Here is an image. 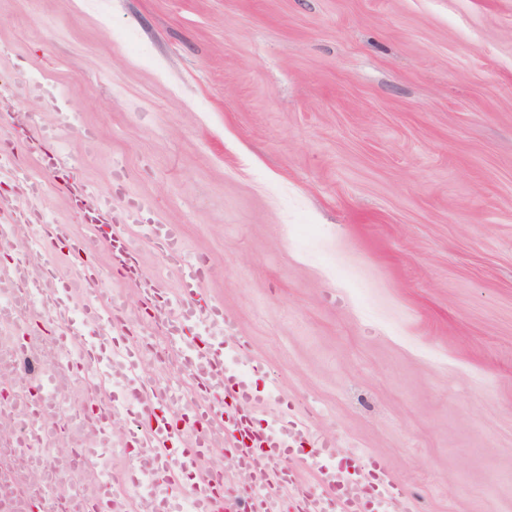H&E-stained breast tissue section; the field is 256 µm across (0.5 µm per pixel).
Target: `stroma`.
<instances>
[{
  "label": "stroma",
  "instance_id": "1",
  "mask_svg": "<svg viewBox=\"0 0 512 512\" xmlns=\"http://www.w3.org/2000/svg\"><path fill=\"white\" fill-rule=\"evenodd\" d=\"M0 146L44 140L63 177H0L105 239L70 192L144 203L112 289L192 380L139 293L181 286L175 226L281 406L364 450L415 512H512V0H0Z\"/></svg>",
  "mask_w": 512,
  "mask_h": 512
}]
</instances>
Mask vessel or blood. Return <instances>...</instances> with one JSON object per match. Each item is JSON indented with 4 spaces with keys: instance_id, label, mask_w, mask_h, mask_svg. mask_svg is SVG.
I'll list each match as a JSON object with an SVG mask.
<instances>
[{
    "instance_id": "b4317fda",
    "label": "vessel or blood",
    "mask_w": 512,
    "mask_h": 512,
    "mask_svg": "<svg viewBox=\"0 0 512 512\" xmlns=\"http://www.w3.org/2000/svg\"><path fill=\"white\" fill-rule=\"evenodd\" d=\"M13 227L34 229L31 245L44 258H51L57 241L66 239L68 229L45 223L38 211H17ZM150 234L165 261L183 270L180 304L163 298L156 286L142 282L141 293L164 335L181 348V360L193 369L195 393L183 405L171 402L170 390L157 387L142 374L140 355L129 342L131 329L120 315L116 300L107 298L100 287L101 276L90 259L89 247L73 242L78 259V281L87 296L86 313L99 326L93 342H86L82 321L71 318L69 302L51 267H44L40 280L26 273V255L16 253L8 260L9 270L0 281L14 292L11 303L0 306V323L12 325L14 343L24 346L26 318L33 304H40L45 317L56 324L53 338L61 348L79 343L84 353L70 363L71 375L94 374L103 384L117 383L127 391L123 406L105 401L91 402L83 419L94 431L99 448L109 445L113 417L127 414L136 426L126 436L125 452L131 461L126 473L112 474L108 484L90 498L77 502L75 512H100L101 504L126 500V487L143 464H150L159 496L155 512H182L185 500H192L195 512H282L281 492H294L299 512H410V498L402 485L373 457L356 454L348 466L336 462L334 442L316 438L307 422L280 414L261 434H252L256 400L245 374L227 365L226 354L245 359L249 346L235 334L233 322L222 309L199 296L205 272L201 265L183 260L180 237L172 226L153 225ZM107 247L113 256L112 272L127 277L134 250L121 229H114ZM191 437L190 447L178 450L179 434ZM65 434L58 422H36L23 435V445L38 448L56 442ZM229 446L239 471L253 476L260 492L242 496L226 487L221 472H212L183 485L182 476L196 458L214 446ZM306 451L305 463L317 474L316 492L304 490L299 472L290 463L297 452Z\"/></svg>"
}]
</instances>
